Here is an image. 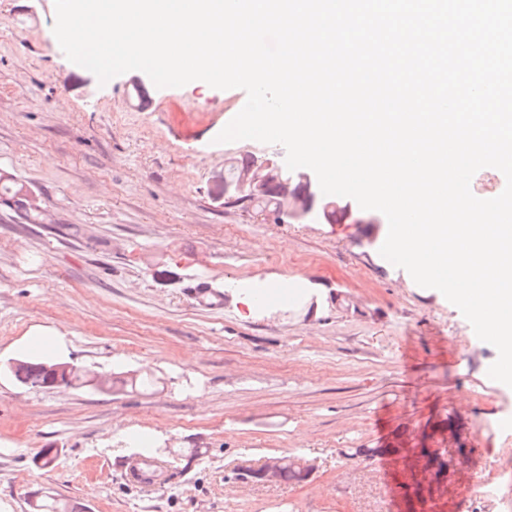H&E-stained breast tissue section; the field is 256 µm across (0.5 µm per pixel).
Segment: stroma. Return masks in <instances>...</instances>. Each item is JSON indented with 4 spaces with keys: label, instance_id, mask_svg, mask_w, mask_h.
<instances>
[{
    "label": "stroma",
    "instance_id": "1",
    "mask_svg": "<svg viewBox=\"0 0 512 512\" xmlns=\"http://www.w3.org/2000/svg\"><path fill=\"white\" fill-rule=\"evenodd\" d=\"M54 15V0H0V178L40 208L31 224L0 204V512H28L34 490L88 512H404L430 447L459 458L434 512H512L498 353L380 255L386 217L277 224L225 208L227 159L269 150L217 142L237 90L160 89L140 71L99 84L59 49ZM197 274L222 308L189 296ZM277 277L293 292L252 310L228 286ZM34 328L63 336L59 360L154 384L23 386L6 367ZM118 425L135 443L114 442ZM142 437L170 451L152 486L128 475ZM52 447L55 469L36 467ZM289 454L314 464L309 481L237 482L240 464Z\"/></svg>",
    "mask_w": 512,
    "mask_h": 512
}]
</instances>
